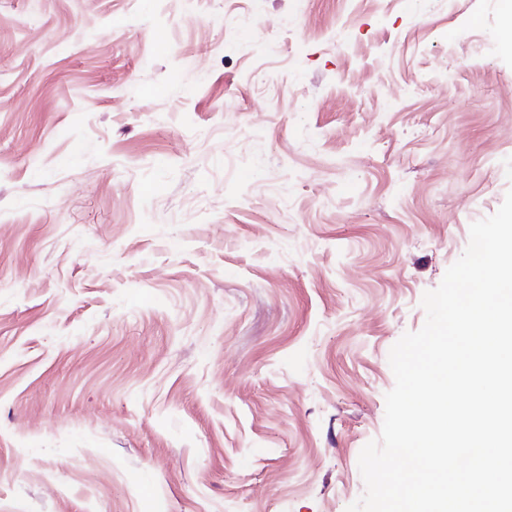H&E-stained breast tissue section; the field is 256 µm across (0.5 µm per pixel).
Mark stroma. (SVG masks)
Instances as JSON below:
<instances>
[{"label": "stroma", "mask_w": 512, "mask_h": 512, "mask_svg": "<svg viewBox=\"0 0 512 512\" xmlns=\"http://www.w3.org/2000/svg\"><path fill=\"white\" fill-rule=\"evenodd\" d=\"M500 12L0 0V512H346L512 189Z\"/></svg>", "instance_id": "obj_1"}]
</instances>
